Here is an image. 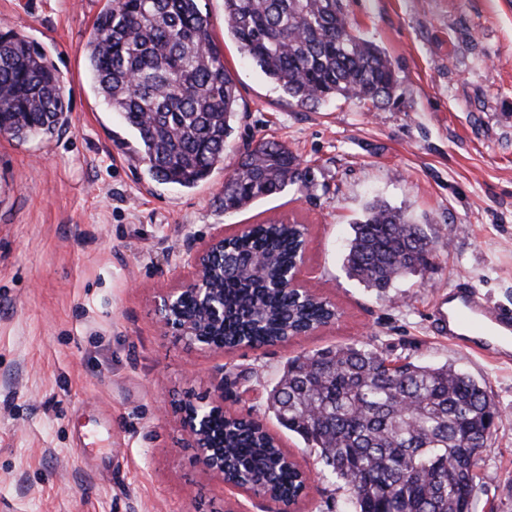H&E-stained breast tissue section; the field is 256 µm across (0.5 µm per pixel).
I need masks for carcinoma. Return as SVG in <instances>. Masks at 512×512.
Masks as SVG:
<instances>
[{
  "mask_svg": "<svg viewBox=\"0 0 512 512\" xmlns=\"http://www.w3.org/2000/svg\"><path fill=\"white\" fill-rule=\"evenodd\" d=\"M86 45L94 88L133 132L139 159L162 183L197 187L224 163L239 94L197 0H113ZM224 31L289 98L390 103L397 74L385 50L353 27L343 0H224ZM69 104L57 69L27 40L0 34V124L18 141L52 137ZM299 159L262 141L224 182V211L296 184ZM350 277L383 296L427 270L433 242L397 208L376 204L352 225ZM302 242L295 223L256 225L224 246L210 285L224 299V346L282 342L336 317L332 304L285 283ZM277 420L319 452L349 491L351 512H475L478 449L498 406L448 364L387 362L371 343L315 350L288 361L270 393ZM257 419L224 416L225 471L288 494L295 476Z\"/></svg>",
  "mask_w": 512,
  "mask_h": 512,
  "instance_id": "obj_1",
  "label": "carcinoma"
}]
</instances>
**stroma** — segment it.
<instances>
[{
	"label": "stroma",
	"mask_w": 512,
	"mask_h": 512,
	"mask_svg": "<svg viewBox=\"0 0 512 512\" xmlns=\"http://www.w3.org/2000/svg\"><path fill=\"white\" fill-rule=\"evenodd\" d=\"M110 2L0 0V31L53 62L71 107L51 139L0 135V512H265L194 460L183 404L219 384L225 412L261 419L310 474L296 512H349L348 491L268 394L289 359L353 341L451 364L487 390L503 421L481 452L477 510L512 512V360L449 344L431 321L436 295L460 283L512 309V0H345L397 72L398 102L375 112L288 99L225 34L224 0H200L239 112L223 166L193 189L129 156L132 133L87 78L85 45ZM267 139L298 156L301 181L225 212V179ZM374 203L405 211L436 251L383 297L343 265ZM271 219L306 226L305 275L339 318L225 353L166 332L156 300L188 279L187 245Z\"/></svg>",
	"instance_id": "obj_1"
}]
</instances>
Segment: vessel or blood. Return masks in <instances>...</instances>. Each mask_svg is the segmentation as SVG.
<instances>
[{
    "mask_svg": "<svg viewBox=\"0 0 512 512\" xmlns=\"http://www.w3.org/2000/svg\"><path fill=\"white\" fill-rule=\"evenodd\" d=\"M437 335L497 360L512 359V311L469 290L435 299Z\"/></svg>",
    "mask_w": 512,
    "mask_h": 512,
    "instance_id": "obj_1",
    "label": "vessel or blood"
}]
</instances>
